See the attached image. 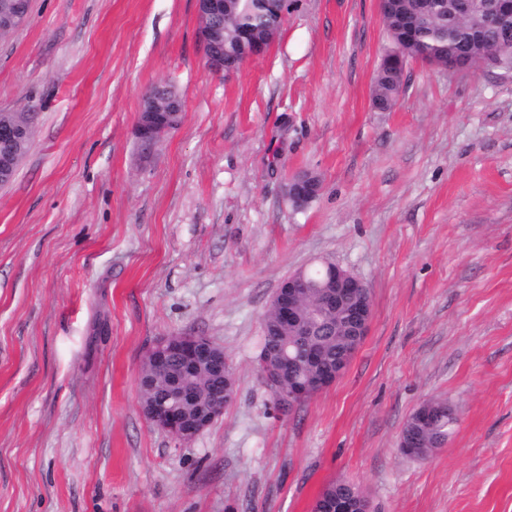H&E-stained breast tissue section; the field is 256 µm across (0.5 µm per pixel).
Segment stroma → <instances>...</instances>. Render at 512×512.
Here are the masks:
<instances>
[{
  "label": "stroma",
  "instance_id": "stroma-1",
  "mask_svg": "<svg viewBox=\"0 0 512 512\" xmlns=\"http://www.w3.org/2000/svg\"><path fill=\"white\" fill-rule=\"evenodd\" d=\"M379 0H288L261 57L207 66L194 0H31L0 37V112L35 113L0 187V512H512V69L410 60L373 105ZM182 125L141 152L144 96ZM318 177L294 208L285 189ZM327 260L373 318L344 373L279 411L255 367L280 283ZM222 345L235 394L195 440L140 409L142 358ZM459 423L424 457L407 417ZM318 183L308 174L296 176L288 183V200L296 208L305 206L318 194ZM430 405H433L432 415H430V405L423 403L418 406L415 410L422 418H428L426 421H419L415 418L414 412H412L404 425V432L407 437L402 436L400 438V448L403 452L408 455H413L410 448H413L414 454L417 456H427L435 449L433 446L437 444V440L444 441L452 433L455 424L457 423V417H451L448 415V408L445 401L430 399L426 401ZM408 437L414 438L416 441V448L411 444Z\"/></svg>",
  "mask_w": 512,
  "mask_h": 512
}]
</instances>
